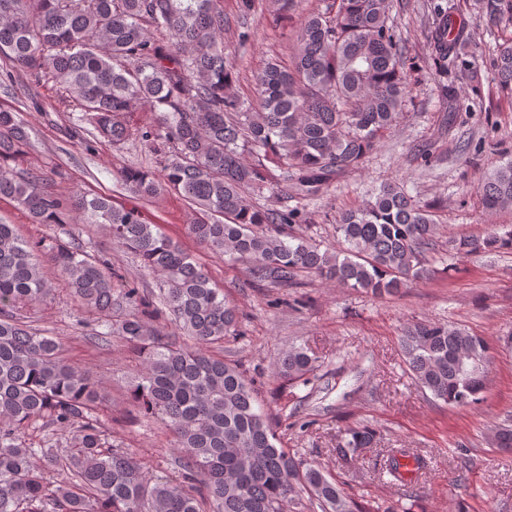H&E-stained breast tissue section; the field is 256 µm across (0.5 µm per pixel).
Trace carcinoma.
<instances>
[{"label":"carcinoma","mask_w":512,"mask_h":512,"mask_svg":"<svg viewBox=\"0 0 512 512\" xmlns=\"http://www.w3.org/2000/svg\"><path fill=\"white\" fill-rule=\"evenodd\" d=\"M479 10L500 31L494 80L512 94V0H479ZM389 11V0H331L309 14L292 65L268 61L255 78L257 103L247 106L224 54L229 21L219 0H0V79L51 82L93 136L114 147L134 138L152 150L157 170L125 167L120 181L147 197L182 196L191 209L188 236L220 258L246 261L252 281L290 288L307 272L381 296L423 277L436 247L432 206L403 184H383L335 216L346 244L339 252L284 232L302 222L301 212L259 208L246 195L268 183L271 164L282 171V192L315 195L359 168L393 126L409 90L406 46ZM433 12L435 59L469 78L467 22L451 0H437ZM142 106L153 120L135 127L131 115ZM28 146L24 123L0 109V197L37 224H64L47 179L19 177L5 165ZM479 193L486 210H512V159L485 175ZM70 208L105 225L116 248L159 276L169 321L187 341H169L154 325L158 310L107 259L57 238L25 240L0 222V512H363L343 483L280 446L252 383L215 354L238 329L209 270L135 207L76 195ZM504 248L512 249L511 225L454 244L458 254ZM45 255L74 299L98 314L94 337L109 344L116 336L139 354L132 396L169 434L177 478L109 442L96 382L61 353L58 337L28 321L27 311L50 296ZM116 307L124 314L114 321ZM401 348L414 380L435 399L452 406L480 399L489 359L482 337L418 323L404 330ZM318 368L319 357L302 348L279 362L293 383H309ZM36 429L43 435L34 444ZM492 438L512 448V424L496 426ZM374 443L372 430L351 428L338 451L351 461Z\"/></svg>","instance_id":"cac0c4a2"}]
</instances>
